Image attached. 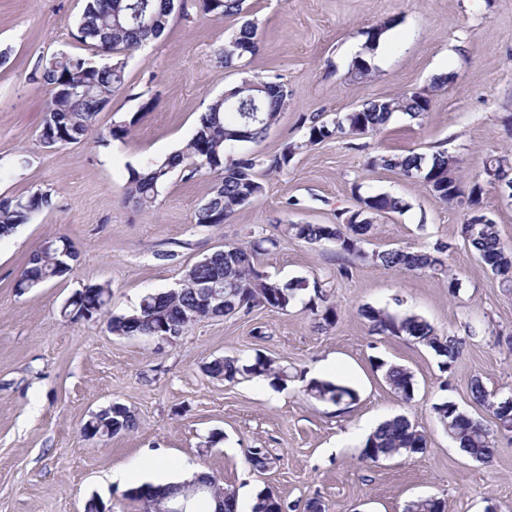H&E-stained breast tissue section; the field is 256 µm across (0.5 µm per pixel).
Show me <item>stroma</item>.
Returning a JSON list of instances; mask_svg holds the SVG:
<instances>
[{"instance_id": "1", "label": "stroma", "mask_w": 512, "mask_h": 512, "mask_svg": "<svg viewBox=\"0 0 512 512\" xmlns=\"http://www.w3.org/2000/svg\"><path fill=\"white\" fill-rule=\"evenodd\" d=\"M85 0H0V198L42 188L51 208L0 240V512H85L89 499L112 512H142L113 480L138 478L166 465L176 481L188 467L214 473L233 490L239 512L273 491L288 512L319 500L325 512H403L434 496L444 512H512V444L499 440L490 461L462 453L433 406L455 402L473 418H492L470 392H512V290L464 245L466 207L435 198L397 171L374 170L376 154L453 155L460 181L481 180V206L501 241L512 246V197L486 180L483 162L512 151V0H245L258 28L255 54L224 67L218 55L237 20L202 15L184 0L167 30L128 58L126 83L97 117L98 132L57 149L39 141L49 89L36 77L41 59L66 52L91 57L74 33ZM388 30L376 48L372 77L349 79L368 32ZM447 84L431 91L434 77ZM285 84L286 108L264 140L236 145L235 156H267L301 141L313 115L331 119L365 101L430 91L431 106L413 118L394 113L379 132L335 138L298 151L287 168L264 180L263 194L221 224H199L195 212L212 177L173 174L154 208L124 201L130 169L168 157L192 137L207 105L245 79ZM138 121L121 140L101 142L115 122ZM403 197V212L379 217L363 243L364 257L329 242L288 236L291 224H342L358 193ZM67 237L78 254L68 275L26 294L13 281L48 241ZM278 244L259 258L282 282L304 280L287 309L256 306L213 317L166 342L112 335L106 318L70 320L61 309L79 288L109 284L110 310L131 312L149 293L179 286L198 260L254 238ZM448 243L446 269L458 280L404 272L368 260L369 252ZM320 282L336 310L321 328L307 307ZM417 314L438 333L457 337L461 352L448 372L405 336L379 335L361 307ZM263 355L288 370L284 388L269 379L234 383L212 378L213 360ZM410 369L414 397L403 401L385 385L377 361ZM353 387L347 410L307 397L306 379ZM137 418L135 431L87 439L83 425L113 403ZM404 415L427 436L424 452L376 462L361 456L353 433ZM218 443H211V436ZM267 449V469L246 453Z\"/></svg>"}]
</instances>
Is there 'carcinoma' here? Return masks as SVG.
<instances>
[{
    "mask_svg": "<svg viewBox=\"0 0 512 512\" xmlns=\"http://www.w3.org/2000/svg\"><path fill=\"white\" fill-rule=\"evenodd\" d=\"M245 0H198L199 10L207 16L221 19L241 16ZM174 10V0H86L74 38L99 56L109 57V62L99 65L81 56L61 52L41 62L40 77L51 88V99L41 122L40 135H56L63 145L79 143L96 130V119L111 101L112 96L125 85L128 53L138 50L150 39L160 37L168 26ZM257 49V27L251 20H244L224 44L221 60L228 67L236 60L252 55ZM372 67L368 60L355 58L349 71L351 81L362 83L370 78ZM288 89L278 81L248 80L227 90L225 96L213 99L200 115L199 126L193 136L175 154L163 160L149 162L143 170H130L125 184V198L141 209L155 206L160 188L169 180L174 170L181 171L190 180L205 171L214 175L209 197L195 213L197 224H221L239 207L261 196L264 184L261 173L280 172L293 155L308 145H317L341 135L357 137L381 130L393 113L403 112L419 117L429 111L431 99L425 93L403 94L364 102L356 111L332 120L316 117L310 120L304 139L289 143L279 152L257 158L241 156L226 161L238 142L236 134L246 128L250 140H262L270 127L278 121L288 102ZM372 169L397 170L404 176L420 180L428 191L445 203H457L466 198L467 207L481 203L483 188L473 183L463 192L456 170L448 169V154L436 151L427 156L411 152L407 155H377L369 158ZM358 208L351 212L344 224H290L288 234L307 243L331 242L346 254L371 257L387 268L409 272L444 274L442 254L449 245L435 242L427 250L406 251L388 249L367 255L361 244L372 229L373 218L389 213H400L408 204L398 196L371 194L357 196ZM52 206V196L41 189L27 195L7 198L0 202V239L12 235L31 217ZM461 237L472 247L480 260L489 268L500 285L512 290V248L504 245L487 216L478 224L461 225ZM67 238L52 241V247L42 249L29 258L25 268L16 278L13 288L19 295L39 288L44 283L65 276L77 259V252L64 258V265L54 262L59 257L56 247ZM277 245L274 238H261L247 244L226 246L208 255L204 264L193 268V278L180 287L165 293L149 294L139 306L127 314H108L111 297L106 284L86 285L80 291L78 317L93 319L108 315L107 327L115 336L149 338L169 333L174 329L185 331L191 325L211 317L228 316L259 305L285 309L300 291L295 282L281 283L262 276L257 270V256ZM219 280L228 301L224 309L213 307L209 294L203 291L211 281ZM310 297V311L319 317L324 327L336 323V310L327 304V294L319 284H314ZM361 316L379 334L406 336L424 345L441 358L439 369L445 370L460 355L461 342L453 336H442L421 316L398 315L383 308L363 307ZM383 378L391 391L404 401L413 398L415 382L407 369L385 362H378ZM214 376L233 382L238 377H266L274 386L288 384V372L275 368L271 361L259 356L248 363L236 359H220L207 366ZM474 401L491 410L493 424L460 415L453 402L443 401L433 406L437 420L456 443L459 450L477 461H486L497 450V438L512 432V407L505 399L484 387L476 379L470 387ZM304 392L320 402L337 407H349L358 400V393L351 387L330 380L312 379ZM111 420L100 424L93 436L112 437L130 432L136 427V418L125 405L117 403L112 408ZM427 439L423 431L406 416L398 415L378 425L362 450V457L376 461L396 455L410 454L412 449H423ZM248 462L256 469H265L271 463L264 448H250ZM182 490V484H145L132 488L128 496L142 503L143 512H153L151 500L168 497ZM204 497L216 504L218 512H237L236 495L224 490V496L205 492ZM281 499L272 492L257 498L252 512H279ZM443 504L428 497L410 500L404 512H442Z\"/></svg>",
    "mask_w": 512,
    "mask_h": 512,
    "instance_id": "cac0c4a2",
    "label": "carcinoma"
}]
</instances>
